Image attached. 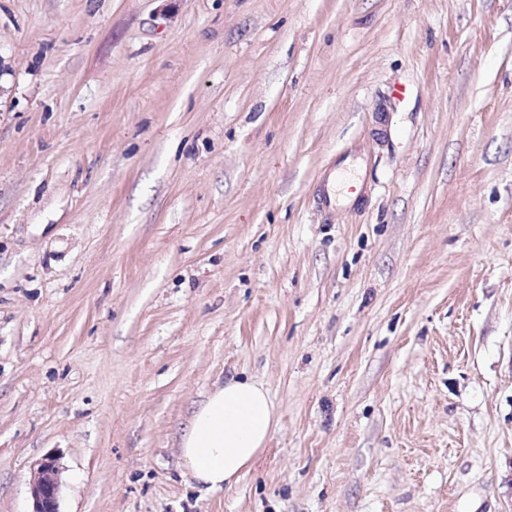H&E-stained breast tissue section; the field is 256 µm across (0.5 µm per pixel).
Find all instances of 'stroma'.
<instances>
[{
	"instance_id": "obj_1",
	"label": "stroma",
	"mask_w": 512,
	"mask_h": 512,
	"mask_svg": "<svg viewBox=\"0 0 512 512\" xmlns=\"http://www.w3.org/2000/svg\"><path fill=\"white\" fill-rule=\"evenodd\" d=\"M47 455L60 512H512V0H0V512ZM276 426L274 403L262 385L229 380L193 413L181 441L183 467L206 491L222 489L266 448Z\"/></svg>"
}]
</instances>
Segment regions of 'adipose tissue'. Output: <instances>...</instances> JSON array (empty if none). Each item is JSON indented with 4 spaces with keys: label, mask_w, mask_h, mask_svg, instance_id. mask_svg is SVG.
I'll use <instances>...</instances> for the list:
<instances>
[{
    "label": "adipose tissue",
    "mask_w": 512,
    "mask_h": 512,
    "mask_svg": "<svg viewBox=\"0 0 512 512\" xmlns=\"http://www.w3.org/2000/svg\"><path fill=\"white\" fill-rule=\"evenodd\" d=\"M276 426L274 403L262 385L229 380L195 410L181 441L183 466L202 488L222 489L266 448Z\"/></svg>",
    "instance_id": "ef3b65f1"
}]
</instances>
